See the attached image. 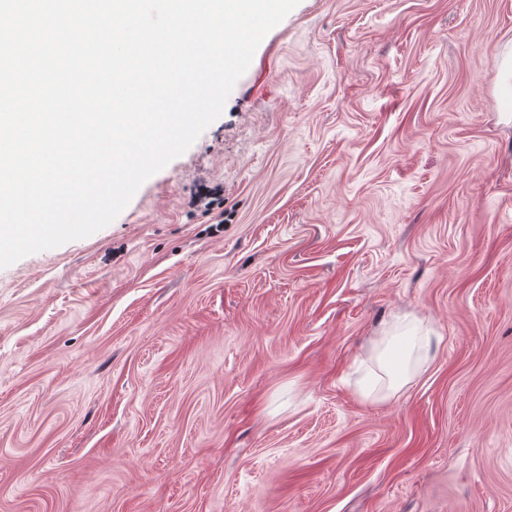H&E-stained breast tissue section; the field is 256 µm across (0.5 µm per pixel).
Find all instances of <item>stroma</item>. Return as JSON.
Wrapping results in <instances>:
<instances>
[{"instance_id": "1", "label": "stroma", "mask_w": 512, "mask_h": 512, "mask_svg": "<svg viewBox=\"0 0 512 512\" xmlns=\"http://www.w3.org/2000/svg\"><path fill=\"white\" fill-rule=\"evenodd\" d=\"M510 41L300 0L111 224L0 268V512H512ZM404 315L428 361L363 398ZM206 200L208 201L206 202ZM190 203L193 206L205 204V210L207 211L216 210L217 224H224V193L220 190L202 189Z\"/></svg>"}]
</instances>
